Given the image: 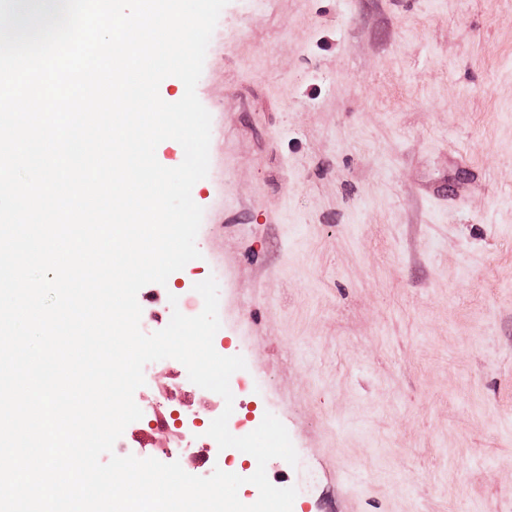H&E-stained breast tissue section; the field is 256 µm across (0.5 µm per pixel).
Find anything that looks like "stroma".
Here are the masks:
<instances>
[{"label":"stroma","mask_w":512,"mask_h":512,"mask_svg":"<svg viewBox=\"0 0 512 512\" xmlns=\"http://www.w3.org/2000/svg\"><path fill=\"white\" fill-rule=\"evenodd\" d=\"M200 258L299 512H512V0H229ZM467 179L461 201L422 187Z\"/></svg>","instance_id":"35a3bbf8"}]
</instances>
